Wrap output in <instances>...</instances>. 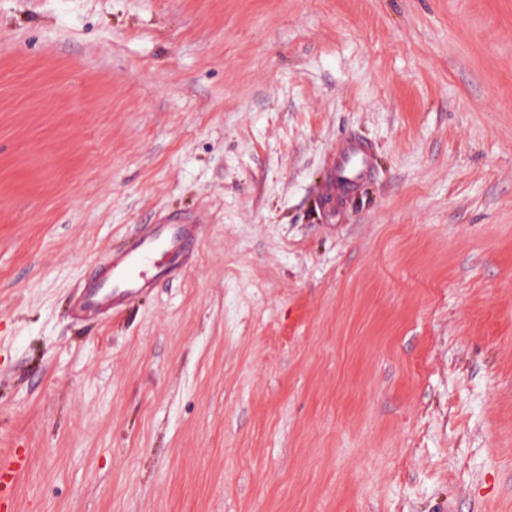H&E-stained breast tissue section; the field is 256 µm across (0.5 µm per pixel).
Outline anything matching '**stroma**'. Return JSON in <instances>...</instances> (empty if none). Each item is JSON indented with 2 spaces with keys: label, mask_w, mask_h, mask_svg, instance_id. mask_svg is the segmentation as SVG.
<instances>
[{
  "label": "stroma",
  "mask_w": 512,
  "mask_h": 512,
  "mask_svg": "<svg viewBox=\"0 0 512 512\" xmlns=\"http://www.w3.org/2000/svg\"><path fill=\"white\" fill-rule=\"evenodd\" d=\"M13 450L16 512H512V0H0ZM371 173L372 165L368 151L363 147L347 148L339 154L327 193L330 194L336 190L347 193ZM196 240V225L174 220L149 224L122 252L93 271L85 281L71 313L94 315L110 312L148 288H154L158 276V254L182 257Z\"/></svg>",
  "instance_id": "obj_1"
}]
</instances>
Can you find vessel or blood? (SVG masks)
<instances>
[{
    "mask_svg": "<svg viewBox=\"0 0 512 512\" xmlns=\"http://www.w3.org/2000/svg\"><path fill=\"white\" fill-rule=\"evenodd\" d=\"M372 165L365 148L343 150L332 175L331 190L348 192L370 176ZM196 239V227L168 220L146 226L124 250L93 271L85 281L73 308L74 314L94 315L110 312L144 290L154 287L158 271L157 255L181 257ZM26 460L15 454L0 463V512H15V483Z\"/></svg>",
    "mask_w": 512,
    "mask_h": 512,
    "instance_id": "b4317fda",
    "label": "vessel or blood"
}]
</instances>
